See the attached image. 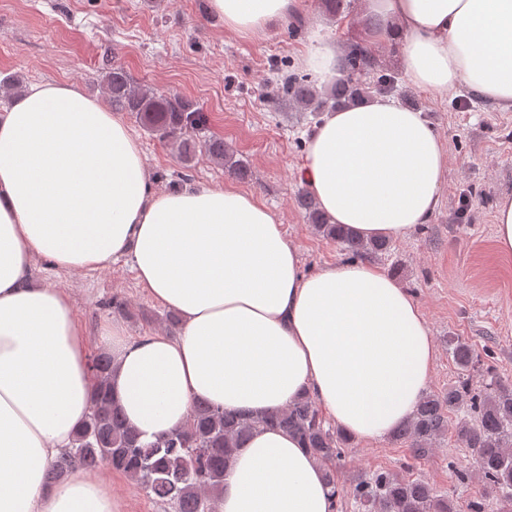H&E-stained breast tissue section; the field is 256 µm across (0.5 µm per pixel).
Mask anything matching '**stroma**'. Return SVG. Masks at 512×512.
<instances>
[{
	"label": "stroma",
	"instance_id": "1",
	"mask_svg": "<svg viewBox=\"0 0 512 512\" xmlns=\"http://www.w3.org/2000/svg\"><path fill=\"white\" fill-rule=\"evenodd\" d=\"M367 6V0H353L349 13L335 18L321 0H309L298 34H289L282 19L263 33L244 35L225 27L209 0H0V80L73 83L101 100V67L108 60L135 84L178 92L205 113V136L223 138L250 175L238 178L202 151L183 168L168 142L146 131L135 114L123 113L142 146L152 189L233 185L253 194L277 214L299 252L302 273L310 275L350 256L314 230L297 202L306 187L307 140L320 119L276 102L273 88L279 77L304 73L302 58L314 37L342 53L367 41ZM370 44L397 74L391 97L421 113L438 134L448 172L429 222L391 240L385 254L365 260L396 278L423 311L436 347L429 390L447 389L458 379L448 350L454 337L470 344L483 366L512 377V255L498 251L494 221L499 200L512 197V111L464 88L420 89L402 72L399 42ZM33 279L68 288L89 333L105 321L121 323L132 337L170 329L167 309L138 285L128 259L72 273L39 259ZM116 296L125 301L123 310L111 308ZM472 464V449L452 432L419 459L387 436L373 443L350 441L336 476L348 487L387 470L464 502L483 493L468 477ZM99 475L121 499L122 512H175L173 505L147 498L121 471L103 467Z\"/></svg>",
	"mask_w": 512,
	"mask_h": 512
}]
</instances>
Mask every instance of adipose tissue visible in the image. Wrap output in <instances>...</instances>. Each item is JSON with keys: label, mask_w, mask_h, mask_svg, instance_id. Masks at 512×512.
<instances>
[{"label": "adipose tissue", "mask_w": 512, "mask_h": 512, "mask_svg": "<svg viewBox=\"0 0 512 512\" xmlns=\"http://www.w3.org/2000/svg\"><path fill=\"white\" fill-rule=\"evenodd\" d=\"M402 41L409 80L464 87L512 110V0H369ZM226 27L257 33L305 0H211ZM447 154L420 113L379 97L329 114L308 140L309 190L332 223L400 238L439 203ZM87 271L128 258L181 316L173 338L104 322L110 383L150 441L205 400L258 414L309 394L348 437L373 441L412 414L436 349L391 275L345 263L303 275L276 214L233 186L152 192L143 150L77 86L33 84L0 117V512H120L87 471L45 473L86 418L95 380L69 291L30 283L35 257ZM320 464L280 430L256 432L224 472L220 512H333Z\"/></svg>", "instance_id": "obj_1"}]
</instances>
